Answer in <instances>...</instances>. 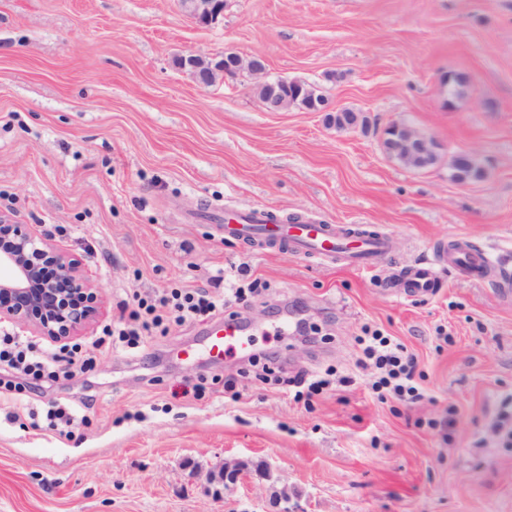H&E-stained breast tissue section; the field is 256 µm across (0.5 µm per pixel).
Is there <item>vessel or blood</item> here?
I'll list each match as a JSON object with an SVG mask.
<instances>
[{"instance_id": "1", "label": "vessel or blood", "mask_w": 512, "mask_h": 512, "mask_svg": "<svg viewBox=\"0 0 512 512\" xmlns=\"http://www.w3.org/2000/svg\"><path fill=\"white\" fill-rule=\"evenodd\" d=\"M216 232L246 242L263 250L274 248L297 256L319 257L328 265L370 269L378 260L391 254V241L387 234L367 230L352 224H322L302 221L280 224L274 221L260 224L253 211L232 208L224 214ZM512 259L494 255L490 251L476 249L466 242L440 245L432 261L421 262L395 272L391 295L413 298L437 293L443 288L446 271L456 272L471 280L484 279L489 271H496L502 291L512 290V275L507 265ZM252 347V338L246 334L239 321L225 318L222 325L213 329L208 341V351L216 358Z\"/></svg>"}]
</instances>
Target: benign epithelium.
I'll use <instances>...</instances> for the list:
<instances>
[{"label": "benign epithelium", "instance_id": "1", "mask_svg": "<svg viewBox=\"0 0 512 512\" xmlns=\"http://www.w3.org/2000/svg\"><path fill=\"white\" fill-rule=\"evenodd\" d=\"M187 15L198 25L209 27L224 16V0H181ZM240 55L226 51L215 61L224 68V75L233 78L238 73ZM278 92L300 98L311 104L313 112H337L317 86L283 79ZM383 143L392 145L404 155L426 154L432 142L422 133L403 123H393L384 130ZM52 268V278L44 269ZM0 320L30 322L39 335L53 342H65L86 329L100 312L97 289L85 277L81 262L52 243L51 235L29 224H20L9 215L0 213ZM251 476L248 462L226 459L208 470L207 480L218 484L222 491L238 486ZM297 496L294 488L282 483L273 486L272 498L281 505L280 512H295L290 503Z\"/></svg>", "mask_w": 512, "mask_h": 512}]
</instances>
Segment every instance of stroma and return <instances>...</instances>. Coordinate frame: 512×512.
Segmentation results:
<instances>
[{
	"label": "stroma",
	"mask_w": 512,
	"mask_h": 512,
	"mask_svg": "<svg viewBox=\"0 0 512 512\" xmlns=\"http://www.w3.org/2000/svg\"><path fill=\"white\" fill-rule=\"evenodd\" d=\"M227 49L317 85L367 127L269 112L258 77L202 86L175 65ZM393 123L432 139L436 165L389 157ZM468 151L486 175L461 183L448 165ZM221 205L371 225L392 257L365 272L258 255L214 231ZM0 212L80 258L103 299L81 343L133 294L221 270L266 287L241 311L265 328L254 352L343 375L367 325L418 357L428 392L407 406L336 384L304 404L253 379L227 399L242 358L202 351L219 313L133 353L102 346L83 376L0 392V512H277L256 478L214 495L205 472L226 458L266 461L301 512H512V446L490 435L512 395V298L452 272L431 296L383 290L442 240L512 252V0H226L209 27L179 0H0ZM283 315L318 325L315 341L272 332ZM52 405L74 412L68 433L48 428Z\"/></svg>",
	"instance_id": "stroma-1"
}]
</instances>
